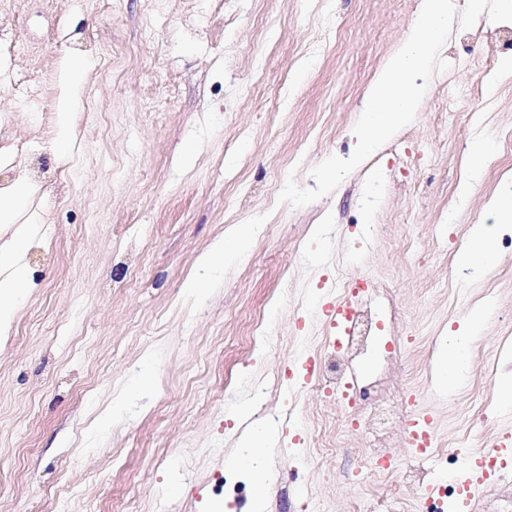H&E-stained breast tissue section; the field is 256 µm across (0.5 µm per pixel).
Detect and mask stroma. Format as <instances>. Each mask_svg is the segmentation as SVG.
<instances>
[{
  "instance_id": "obj_1",
  "label": "stroma",
  "mask_w": 512,
  "mask_h": 512,
  "mask_svg": "<svg viewBox=\"0 0 512 512\" xmlns=\"http://www.w3.org/2000/svg\"><path fill=\"white\" fill-rule=\"evenodd\" d=\"M419 0H0V188L37 187L21 223L29 286L0 337V512H247L254 492L220 500L211 477L252 428L273 425L261 462L264 512H302L308 495L346 506L363 442L321 424L318 397L284 388L333 329L336 278L391 289L411 334L402 391L429 416L437 447L461 439L467 405L486 404L489 441L512 430V223L488 201L512 170V23L453 27L447 71L415 120L329 195L278 204L287 179L352 155L368 87L407 36ZM95 65L74 113L73 148L55 147L61 67ZM40 89L27 105L22 89ZM490 159L460 197L469 146ZM239 194L237 208L226 206ZM242 257L201 263L235 226ZM497 257L472 277L457 258L473 225ZM207 282L203 299L190 279ZM489 315L464 383L434 368L471 310ZM269 334L250 348L253 313ZM503 351L497 368L490 352ZM152 385L130 395L144 373ZM269 390L268 420L256 387ZM340 454L313 455L321 439Z\"/></svg>"
}]
</instances>
